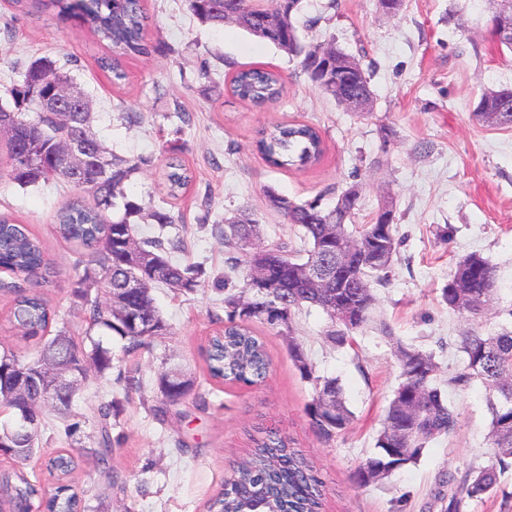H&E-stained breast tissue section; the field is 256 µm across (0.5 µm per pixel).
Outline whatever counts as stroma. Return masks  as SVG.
Segmentation results:
<instances>
[{"instance_id": "obj_1", "label": "stroma", "mask_w": 512, "mask_h": 512, "mask_svg": "<svg viewBox=\"0 0 512 512\" xmlns=\"http://www.w3.org/2000/svg\"><path fill=\"white\" fill-rule=\"evenodd\" d=\"M148 56L126 59L127 78L115 87L100 67L106 50L78 18L44 11L16 15L0 0V88L19 80L18 68L48 56L74 78L92 101V127L117 155L149 157L127 192L147 206L163 205L181 217L179 262L201 265L192 291L154 289L168 325L149 347L128 355L122 340L105 337L114 373L88 375L66 414H50L40 429L42 446L65 447V425L78 426L73 450L80 464L73 478L91 512H207L262 432L285 437L321 480V512H443L439 480L486 465L490 421L481 383L448 387L460 414L455 435L433 442L417 464L363 489L353 474L372 452L385 411L398 385L397 345L434 352L440 379L462 361L457 345L471 329L512 326V128L475 121L483 91L512 87V51L493 36L491 0H405L385 13L378 0H303L297 26L309 45L336 44L358 59L370 76L369 113L347 110L315 88L300 61L228 23L202 24L186 0H146ZM244 66L278 70L282 97L255 108L228 91ZM189 121H182V113ZM316 126L325 143L321 162L300 170L269 167L253 150L258 130L274 122ZM0 140V213L30 226L55 266L50 307L75 343L88 346L81 307L71 295L78 248L55 229V215L78 192L53 182L22 188L7 175ZM190 169L193 181L178 198L167 196L162 172L169 156ZM361 191L355 223H368L384 201L393 204L402 240L385 284L374 286L375 312L393 329L375 327L342 349L326 342L327 316L303 309L297 336L315 375L339 378L355 418L335 440L319 439L307 407L314 386L303 379L283 337L253 324L271 364L261 384L242 387L211 379L204 357L210 336L224 326V272L229 250L215 229L240 209L262 226V243L295 251L297 231L270 208L266 189L304 201L334 202L349 186ZM472 253L496 268L493 300L478 320L450 312L442 288L456 262ZM181 368L206 405L194 399L153 414L162 397L156 378ZM138 386H130V379ZM119 401L118 416L102 419L100 405ZM112 436L111 464L122 485L109 488L93 454L102 427Z\"/></svg>"}]
</instances>
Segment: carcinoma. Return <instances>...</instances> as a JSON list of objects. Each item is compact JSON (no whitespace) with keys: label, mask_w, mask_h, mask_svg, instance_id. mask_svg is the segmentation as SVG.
Returning a JSON list of instances; mask_svg holds the SVG:
<instances>
[{"label":"carcinoma","mask_w":512,"mask_h":512,"mask_svg":"<svg viewBox=\"0 0 512 512\" xmlns=\"http://www.w3.org/2000/svg\"><path fill=\"white\" fill-rule=\"evenodd\" d=\"M190 10L202 23L222 27L234 23L247 33L266 40L280 51L301 58L307 78L338 103L345 96L336 94V83L323 79L325 69L339 77L346 96L372 97L370 79L361 63L339 53L333 63L317 55V49L300 39L296 16L302 0H267L256 5L252 0H187ZM38 8H52L67 15L79 7L83 25L109 54L100 67L112 74L116 85L126 78L123 62L132 56L148 54L144 0H33ZM64 72L55 60L41 57L21 72V80L7 87L12 100L10 112L21 126V134L6 141L9 179L22 188L37 186L50 180H61L83 193L63 207L57 215L60 236L82 249L73 265V295L86 299L82 304L87 333L119 336L124 351L136 352L167 331L153 296L155 286L192 291L198 286V266L175 262L171 253L181 250L177 237L137 238V225L155 224L160 229L172 228L180 216L164 207L145 210L127 194V186L141 172L146 159L131 160L110 153L112 172L104 179L95 178V154L102 148L91 125V103L85 100L84 111L71 114L70 125L59 126L42 112L41 98ZM229 88L233 96L261 107L278 99L284 91L281 74L265 67L237 70ZM512 88L485 90L473 112L476 121L485 122L487 112H508L500 128L512 127ZM77 136L88 145V164L84 166L82 183L78 184L58 170L55 146L58 137ZM256 151L268 166L283 169L290 166L314 165L325 152L320 131L303 123H279L259 132L254 142ZM34 157L27 162L23 154ZM169 195L186 189L191 176L175 157L166 163ZM270 207L285 222L300 231L303 249L292 253L281 246L264 251L255 249L251 240L260 237L261 225L246 214H235L216 226L224 235V245L233 250L227 259L229 268L245 270L243 285L224 287V330L208 344L206 362L209 374L224 384L254 386L269 369L265 344L252 331L258 322L288 340L295 365L303 377L313 381L315 394L308 408L314 431L330 441L345 431L354 419L343 388L336 378L313 376L301 342L295 335L294 317L303 307H317L326 314L329 325L325 332L328 343L337 348L351 346L354 335L376 323L381 333L390 337L389 323L374 314L375 298L371 285L385 282L388 269L398 252L397 225L374 217L367 224L355 225L348 231L354 214L336 215L322 204V197L295 201L270 189ZM112 218H107V213ZM353 252L341 272H336V252L346 244ZM327 263V289L308 285L305 269L315 263ZM265 267L267 276L254 286L252 269ZM0 270L11 280H0V292L12 296L8 322L26 339L42 343L33 359L26 361L12 349L0 353V405L12 411L22 408L32 413L34 424L28 432L13 428L0 429V456L17 465L13 470H0V512H29L32 505L42 512H86L87 505L72 480L77 468L74 456L59 453L48 458L46 469L52 482L31 481L20 470L40 451V426L49 410L62 412L72 400L45 403L39 391L41 383L32 384L28 402L18 403L13 394V381L23 372L37 369L41 360L63 364L75 362L81 349L60 327L48 341L43 337L55 321L39 287L50 282L54 269L46 260L42 241L26 224L0 215ZM136 275L141 287L125 289L129 277ZM496 269L478 254L464 257L442 289V300L448 310L476 318L480 306L495 293ZM349 313V323H336V315ZM461 367L449 378L457 386L481 382L492 391L489 410V464L468 471L463 477H448L446 512H465L472 502H481L500 488L504 475L512 471V329L484 336L473 332L461 337ZM400 379L378 432L374 451L354 473L361 486L377 484L407 465L417 463L430 443L447 439L455 433L459 413L437 379L438 366L434 354L414 347L397 348ZM83 373L90 371L104 377L112 372V351L99 340H91V349L81 359ZM156 386L165 404L176 407L195 390L191 377L174 379L169 371L159 373ZM112 440L104 432L97 441L98 461L109 487L119 485L120 477L109 465ZM320 481L303 454L288 447V442L275 432L256 441L251 457L237 470V477L224 483V492L209 502L208 512H319Z\"/></svg>","instance_id":"cac0c4a2"}]
</instances>
